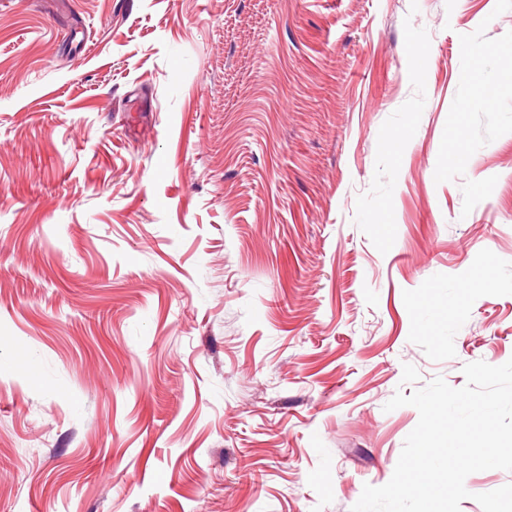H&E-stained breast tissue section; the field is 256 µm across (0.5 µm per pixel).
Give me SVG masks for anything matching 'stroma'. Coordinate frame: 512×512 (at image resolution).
I'll use <instances>...</instances> for the list:
<instances>
[{
    "mask_svg": "<svg viewBox=\"0 0 512 512\" xmlns=\"http://www.w3.org/2000/svg\"><path fill=\"white\" fill-rule=\"evenodd\" d=\"M510 359L505 0H0V512H350Z\"/></svg>",
    "mask_w": 512,
    "mask_h": 512,
    "instance_id": "1",
    "label": "stroma"
}]
</instances>
